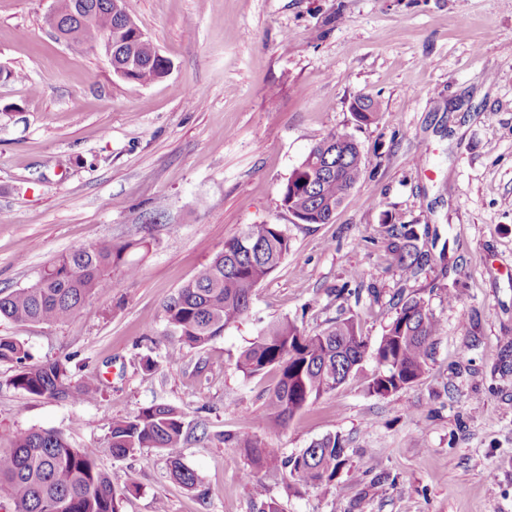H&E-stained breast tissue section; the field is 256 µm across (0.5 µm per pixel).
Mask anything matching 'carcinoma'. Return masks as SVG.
<instances>
[{
	"label": "carcinoma",
	"mask_w": 512,
	"mask_h": 512,
	"mask_svg": "<svg viewBox=\"0 0 512 512\" xmlns=\"http://www.w3.org/2000/svg\"><path fill=\"white\" fill-rule=\"evenodd\" d=\"M60 30L83 44L106 34L123 43L134 57L136 70L129 82L143 84L166 75L168 61L149 39L126 28V17L109 10L110 0H84L85 12L75 0H54ZM363 176V161L346 133L320 137L288 178L282 206L300 224L332 220L349 191ZM397 263L411 275L422 269V253L414 225L390 233ZM124 245L101 240L73 248L51 261L26 287L0 292V318L15 323L60 324L91 312L90 299L112 286V266L122 262ZM291 240L278 224H248L224 244V250L197 270L194 277L169 298L165 306L168 327L177 341L167 355L174 359L186 348L207 346L248 310L253 292L282 263ZM441 323L428 300L416 293L404 300L374 347L381 371L368 382L369 392L386 396L419 380L425 373L434 338ZM367 354L357 322L338 319L309 334L295 322L267 323L236 360L245 377L268 369L277 371L269 402L257 419L284 428L308 405L346 382ZM22 343L0 336V363L16 367L11 385L31 396L91 402L101 393L96 374L75 378L59 360L30 362ZM187 435L182 413L167 404H153L135 415L112 423L108 448L120 459L136 452H166L170 478L186 489L198 485L197 473L182 458ZM224 443L244 450L248 467L243 477L262 495L259 472L278 462L295 488L327 487L344 463L342 440L328 434L298 453L283 455L250 439L224 435ZM100 449L76 448L58 430L14 433L0 446V497L11 512H120L111 475L97 464Z\"/></svg>",
	"instance_id": "cac0c4a2"
}]
</instances>
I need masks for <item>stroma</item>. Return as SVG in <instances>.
I'll use <instances>...</instances> for the list:
<instances>
[{
	"instance_id": "obj_1",
	"label": "stroma",
	"mask_w": 512,
	"mask_h": 512,
	"mask_svg": "<svg viewBox=\"0 0 512 512\" xmlns=\"http://www.w3.org/2000/svg\"><path fill=\"white\" fill-rule=\"evenodd\" d=\"M51 2L0 0V64L17 74L0 82V290L104 238L145 245L126 254L139 274L113 267L92 314L0 319L33 361L105 382L91 403L31 397L1 363L0 446L56 429L100 448L121 512H259L264 498L284 512H512V0H128L171 64L144 85L56 40ZM362 95L380 110L368 124L351 110ZM331 132L359 145L363 177L330 223H294L283 187ZM248 224L281 225L288 256L222 336L168 358L166 301ZM404 224L420 234L415 276L389 248ZM414 293L441 323L419 381L368 393L369 355L286 428L258 421L276 377L235 362L261 326L351 317L372 346ZM154 403L184 415L195 489L170 480L163 451L106 449L114 420ZM227 433L287 454L335 434L347 462L326 489H289L269 466L258 497Z\"/></svg>"
}]
</instances>
